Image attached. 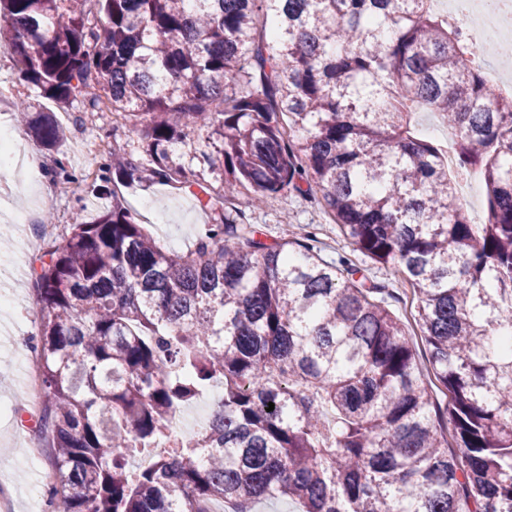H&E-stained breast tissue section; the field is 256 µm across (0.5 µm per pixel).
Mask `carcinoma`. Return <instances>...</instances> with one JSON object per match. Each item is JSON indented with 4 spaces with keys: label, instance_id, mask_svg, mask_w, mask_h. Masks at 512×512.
<instances>
[{
    "label": "carcinoma",
    "instance_id": "1",
    "mask_svg": "<svg viewBox=\"0 0 512 512\" xmlns=\"http://www.w3.org/2000/svg\"><path fill=\"white\" fill-rule=\"evenodd\" d=\"M0 46L41 96L126 115L122 182L220 180L190 252L114 198L37 258L53 512H512V94L429 0H0ZM423 111L481 175V223ZM18 112L61 152L52 113ZM191 132L210 151L176 153ZM288 190L410 286L444 408L385 285L236 205ZM214 380L209 424L177 435Z\"/></svg>",
    "mask_w": 512,
    "mask_h": 512
}]
</instances>
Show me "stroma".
Wrapping results in <instances>:
<instances>
[{
	"instance_id": "1",
	"label": "stroma",
	"mask_w": 512,
	"mask_h": 512,
	"mask_svg": "<svg viewBox=\"0 0 512 512\" xmlns=\"http://www.w3.org/2000/svg\"><path fill=\"white\" fill-rule=\"evenodd\" d=\"M0 86L11 91L10 98L0 107V127L15 128L14 112L24 102L31 111L54 113L67 135L62 152L57 155L43 148L31 135L22 134V150L41 162L38 178L0 203V211L10 213L22 208L36 216L32 224L0 222V253L11 256V267L1 272L0 278L15 299L9 314H0V343L15 350L14 355L0 356V488L9 494L12 512H48L49 487L42 484L39 470L28 463L32 449L43 448L44 441L37 417L24 405L27 371L20 357L34 352L39 315L27 273L28 255L19 249V242L35 237L39 248L47 249L51 243L61 242L69 235L71 224L89 220L97 212L110 208L113 196L117 195L126 207L137 213L145 232L162 247L183 253L193 249L213 223L214 215L199 205L202 192L196 186L188 189L173 185L122 186L114 195L97 192V185L102 184L106 175L103 163L108 149L130 142L123 125L113 120L109 103L93 108L81 101L60 105L43 98L38 89L20 79L12 56L2 48ZM59 161L74 173V180L54 183L50 171ZM245 218L257 225L268 240L308 237L326 258L343 256L357 261L371 279L393 290L390 310L412 337H419L414 322L418 302L410 288L391 268L354 251L351 242L317 203L286 192L260 207L246 209ZM44 222L57 225L53 238H39L38 226Z\"/></svg>"
}]
</instances>
